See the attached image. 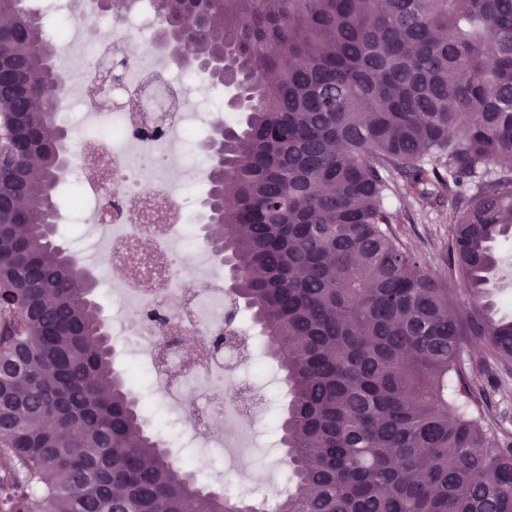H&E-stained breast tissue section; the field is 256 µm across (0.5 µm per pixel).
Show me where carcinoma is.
<instances>
[{
	"mask_svg": "<svg viewBox=\"0 0 512 512\" xmlns=\"http://www.w3.org/2000/svg\"><path fill=\"white\" fill-rule=\"evenodd\" d=\"M178 61L250 97L216 126L204 241L288 388L276 512H512V444L471 400L463 345L512 365L485 303L512 233V0H151ZM0 512H266L202 487L108 369L114 345L54 191L64 79L46 16L0 0ZM436 165H430V162ZM448 198V275L391 229L390 181ZM233 187L227 193V187ZM49 199L48 206L34 201Z\"/></svg>",
	"mask_w": 512,
	"mask_h": 512,
	"instance_id": "cac0c4a2",
	"label": "carcinoma"
}]
</instances>
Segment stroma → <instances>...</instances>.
Segmentation results:
<instances>
[{"mask_svg": "<svg viewBox=\"0 0 512 512\" xmlns=\"http://www.w3.org/2000/svg\"><path fill=\"white\" fill-rule=\"evenodd\" d=\"M110 15H85L63 20L52 17L48 31L62 32L64 43L58 48V60L62 64L78 63L79 50L88 42L87 34L101 31L111 25ZM70 182H62L56 193L59 210L62 243L82 259L83 267L92 273L98 283L96 301L104 321L112 319V292L121 286L118 270L106 266L100 259L101 230L94 221L93 212L72 214L70 206ZM390 204L397 220L392 229L407 246L424 258L425 269L436 275L448 272V224L447 202L419 205L404 188L402 179H395L390 192ZM236 328L250 336L252 347L248 356L240 358L235 375L225 378V387H233L236 381H247L259 402V411L248 424L229 421L225 432L216 433L208 440L206 449H186V456L195 463L198 482L215 492L224 487L236 488L241 496L254 501H275L278 487L285 477L282 460L285 451L279 438L278 422L286 408L287 387L277 365L266 352L265 342L247 309H240ZM463 358L471 362L467 376L480 401L486 420L498 436L512 440V373L493 368L477 367V349L465 345ZM115 371L138 370L134 384L140 400L146 426L170 439L184 425L189 407L185 401L167 398L155 381L136 348L116 350L112 360Z\"/></svg>", "mask_w": 512, "mask_h": 512, "instance_id": "35a3bbf8", "label": "stroma"}]
</instances>
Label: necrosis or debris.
I'll use <instances>...</instances> for the list:
<instances>
[{"label":"necrosis or debris","instance_id":"obj_1","mask_svg":"<svg viewBox=\"0 0 512 512\" xmlns=\"http://www.w3.org/2000/svg\"><path fill=\"white\" fill-rule=\"evenodd\" d=\"M145 2L129 0L124 17L103 29L95 46L86 48L90 64L84 71L85 82H92L99 65L126 42L155 30V23L144 17ZM96 117L103 132L80 143L73 167L80 173L95 164L107 170L109 178L78 184L77 193L85 201L110 194L130 204L126 218L110 223L101 259L119 269L132 254L141 253L137 274L124 278L121 296L112 302V333L137 337L152 359L165 338L151 326L129 320L128 311L166 304L176 320L204 337L223 325L226 299L223 289L201 286L182 268L186 260L198 255V215L167 180L171 167L167 140L134 136V114L118 106L98 110ZM234 365V360L220 358L186 368L174 356L166 367L155 370L167 396H194L182 442L208 440L225 416H239L237 402L224 399V377Z\"/></svg>","mask_w":512,"mask_h":512}]
</instances>
